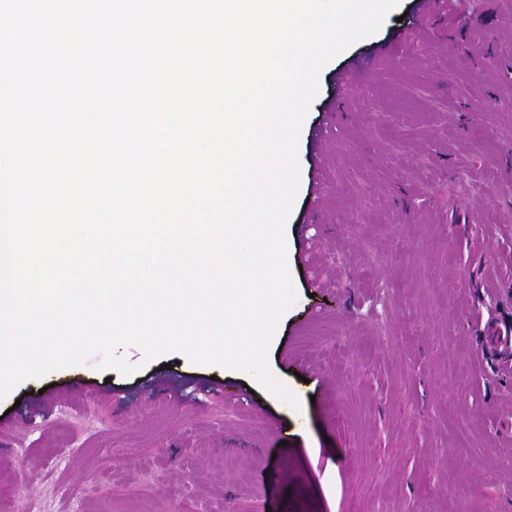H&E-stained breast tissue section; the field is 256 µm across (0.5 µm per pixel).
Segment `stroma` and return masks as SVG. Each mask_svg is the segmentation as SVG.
I'll return each mask as SVG.
<instances>
[{
	"label": "stroma",
	"mask_w": 512,
	"mask_h": 512,
	"mask_svg": "<svg viewBox=\"0 0 512 512\" xmlns=\"http://www.w3.org/2000/svg\"><path fill=\"white\" fill-rule=\"evenodd\" d=\"M416 2L321 69L302 125L296 301L268 364L305 416L223 367L127 346L132 373L60 369L0 398V512H512V369L485 355L487 320L512 319V7L456 0L393 43ZM378 47L326 111L337 72ZM165 364L227 389L151 395Z\"/></svg>",
	"instance_id": "obj_1"
}]
</instances>
